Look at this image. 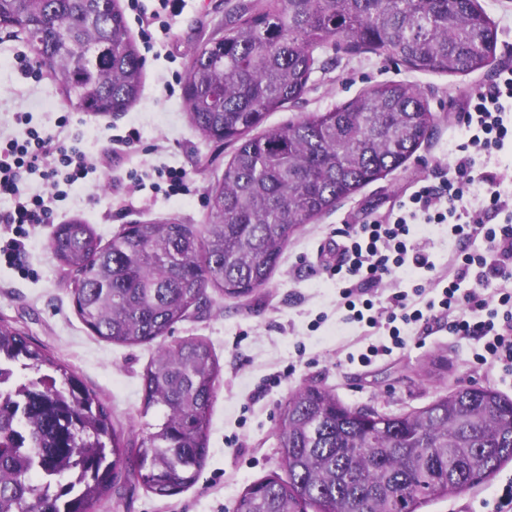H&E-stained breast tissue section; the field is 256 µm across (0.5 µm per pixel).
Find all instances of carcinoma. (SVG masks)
<instances>
[{
    "label": "carcinoma",
    "mask_w": 512,
    "mask_h": 512,
    "mask_svg": "<svg viewBox=\"0 0 512 512\" xmlns=\"http://www.w3.org/2000/svg\"><path fill=\"white\" fill-rule=\"evenodd\" d=\"M51 60L61 97L82 112L129 111L144 61L120 0H0V29ZM372 52L413 71L469 75L496 62V32L478 0H255L224 36L192 50L185 85L193 126L233 145L208 191L211 224H133L102 244L90 224L58 226L54 257L76 275L87 328L126 346L165 337L215 288L231 298L265 287L293 234L401 167L435 117L411 84H373L327 112L258 134L271 112L302 98L316 52ZM0 512H92L118 478L158 498L194 485L208 458L221 366L209 342L162 346L142 374L143 413L162 421L128 447L78 375L19 330L0 325ZM287 478L247 486L234 512H425L490 481L512 462V398L458 388L400 415L344 405L316 384L279 414Z\"/></svg>",
    "instance_id": "obj_1"
}]
</instances>
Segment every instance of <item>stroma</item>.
<instances>
[{"label":"stroma","instance_id":"obj_1","mask_svg":"<svg viewBox=\"0 0 512 512\" xmlns=\"http://www.w3.org/2000/svg\"><path fill=\"white\" fill-rule=\"evenodd\" d=\"M242 0H183L177 16L154 25L153 46L143 51L144 88L129 111L107 116L84 114L80 127L89 153H97L106 132L140 133L139 142L105 165L94 184L72 189L55 224L30 230L24 269L0 261V324L23 332L29 341L74 370L97 393L125 440L138 445L157 423V412L142 411L141 376L159 344L110 343L95 336L76 312L75 276L48 248L56 224L78 218L91 224L103 240L124 225L169 218L204 226L209 221L206 195L221 181L233 147L202 137L191 125L183 90L165 92L176 75L187 74L190 50L224 34V18ZM497 34L500 67L512 68V0H478ZM20 38L0 30V138L20 136L14 116L28 112L36 124L53 128L65 109L50 75L40 81L23 78L17 54L28 51ZM314 70L308 90L293 106L269 113L262 128L271 131L312 112H325L377 82H407L427 98L436 117L428 141L401 167L341 201L290 239L267 287L247 298H230L208 289L202 310L177 323L169 340L196 336L207 340L222 368L211 407L209 453L198 482L183 492L158 498L142 486L119 482L118 493L92 512H233L243 489L256 481L284 475L279 457L277 420L280 407L299 387L316 384L332 391L345 405L368 407L392 415L429 404L447 391L488 384L512 397V377L478 367L471 354L478 341L460 339L447 330L410 337L405 349L365 365L356 361L372 336L344 324L339 286L326 271L336 260L338 231L387 216L399 200L422 182L448 177V154L462 142L460 109L476 88L494 75L466 76L406 70L371 53L334 59ZM182 168L189 194L167 196L153 189L158 169ZM143 175L134 188L128 171ZM512 478V464L490 482L463 495L438 501L427 512H486L498 485Z\"/></svg>","mask_w":512,"mask_h":512}]
</instances>
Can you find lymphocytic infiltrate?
Masks as SVG:
<instances>
[{
  "instance_id": "obj_1",
  "label": "lymphocytic infiltrate",
  "mask_w": 512,
  "mask_h": 512,
  "mask_svg": "<svg viewBox=\"0 0 512 512\" xmlns=\"http://www.w3.org/2000/svg\"><path fill=\"white\" fill-rule=\"evenodd\" d=\"M15 122L23 128L21 136L0 141V198L8 202L0 223L11 234L0 255L10 263L24 248L30 227L52 223L56 203L65 201L72 187L87 184L100 167L82 137L71 131L73 112L57 116L53 133L34 125L28 112L17 113ZM461 126L465 140L451 165L452 176L438 185H421L385 219L349 227L343 258L329 269L341 285L345 323L389 336L388 343L369 344L362 363L444 326L450 335L482 342V351L473 355L477 364L512 375V200L497 173L477 165L478 156L512 144V69L470 93ZM34 177L45 185L44 193L24 189ZM415 224L449 226L455 243L452 281H443L434 261L411 245ZM407 270L417 274L411 290L394 292L385 306H376L374 288Z\"/></svg>"
}]
</instances>
